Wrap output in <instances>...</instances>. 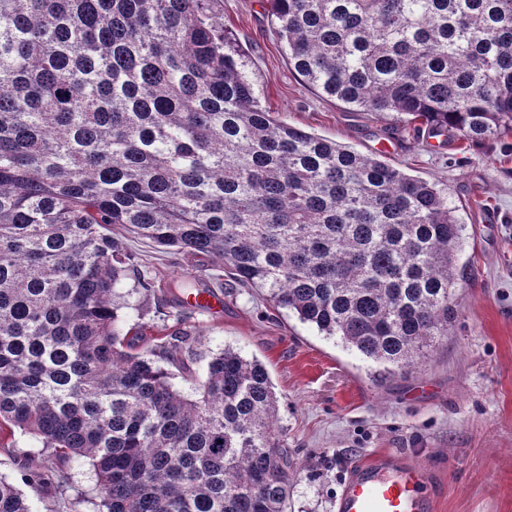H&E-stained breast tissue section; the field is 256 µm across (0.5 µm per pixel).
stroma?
Instances as JSON below:
<instances>
[{"label":"stroma","instance_id":"1","mask_svg":"<svg viewBox=\"0 0 512 512\" xmlns=\"http://www.w3.org/2000/svg\"><path fill=\"white\" fill-rule=\"evenodd\" d=\"M224 22L271 111L437 184L464 226L459 257L471 275L453 291L456 318L447 337L412 372L380 383L378 364L274 310L261 292L227 287L203 270V258L157 248L115 226L112 235L161 289L186 282L224 298L216 317L192 308L181 314L160 296L135 295L129 323L146 324L153 335L193 332L189 370L172 376L187 395L224 348L265 364L279 400L278 426L296 452L287 512H336L352 469L378 451L425 468L434 512H512V137L434 139L314 92L289 64L264 0H224ZM43 459L29 435L0 431V476L15 479L21 466Z\"/></svg>","mask_w":512,"mask_h":512}]
</instances>
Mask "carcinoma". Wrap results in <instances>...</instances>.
Returning a JSON list of instances; mask_svg holds the SVG:
<instances>
[{"label": "carcinoma", "instance_id": "1", "mask_svg": "<svg viewBox=\"0 0 512 512\" xmlns=\"http://www.w3.org/2000/svg\"><path fill=\"white\" fill-rule=\"evenodd\" d=\"M313 90L432 137L512 136V0H267ZM216 257L384 373L448 335L463 225L436 184L261 100L224 0H0V427L45 464L0 477L32 512L88 462L96 512H285L295 470L266 366L189 333L137 351L155 283L108 234Z\"/></svg>", "mask_w": 512, "mask_h": 512}]
</instances>
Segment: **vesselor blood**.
I'll list each match as a JSON object with an SVG mask.
<instances>
[{"label": "vessel or blood", "mask_w": 512, "mask_h": 512, "mask_svg": "<svg viewBox=\"0 0 512 512\" xmlns=\"http://www.w3.org/2000/svg\"><path fill=\"white\" fill-rule=\"evenodd\" d=\"M412 463L379 453L358 464L344 485L338 512H431Z\"/></svg>", "instance_id": "1"}]
</instances>
